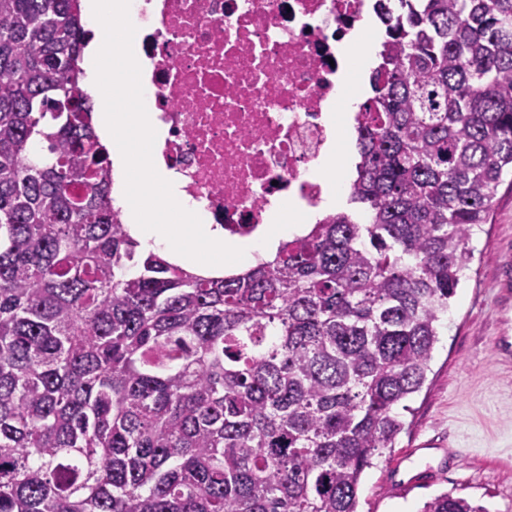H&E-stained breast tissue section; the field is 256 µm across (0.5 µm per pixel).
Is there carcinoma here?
Instances as JSON below:
<instances>
[{"label": "carcinoma", "mask_w": 512, "mask_h": 512, "mask_svg": "<svg viewBox=\"0 0 512 512\" xmlns=\"http://www.w3.org/2000/svg\"><path fill=\"white\" fill-rule=\"evenodd\" d=\"M375 14L349 208L208 276L118 220L81 0H0V512H357L512 168V0Z\"/></svg>", "instance_id": "carcinoma-1"}]
</instances>
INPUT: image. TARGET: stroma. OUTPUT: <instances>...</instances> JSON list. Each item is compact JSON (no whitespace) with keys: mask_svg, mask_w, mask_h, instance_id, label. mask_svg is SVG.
Returning <instances> with one entry per match:
<instances>
[{"mask_svg":"<svg viewBox=\"0 0 512 512\" xmlns=\"http://www.w3.org/2000/svg\"><path fill=\"white\" fill-rule=\"evenodd\" d=\"M469 278L452 298L430 372L408 401L395 448L363 475L359 512H420L448 492L512 512V361L493 338L512 336V175L504 174L490 224L474 236Z\"/></svg>","mask_w":512,"mask_h":512,"instance_id":"obj_1","label":"stroma"}]
</instances>
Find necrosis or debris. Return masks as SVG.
<instances>
[{"mask_svg":"<svg viewBox=\"0 0 512 512\" xmlns=\"http://www.w3.org/2000/svg\"><path fill=\"white\" fill-rule=\"evenodd\" d=\"M132 2L164 164L204 219L248 238L283 203L318 207L308 173L336 140L322 116L366 0Z\"/></svg>","mask_w":512,"mask_h":512,"instance_id":"1","label":"necrosis or debris"}]
</instances>
